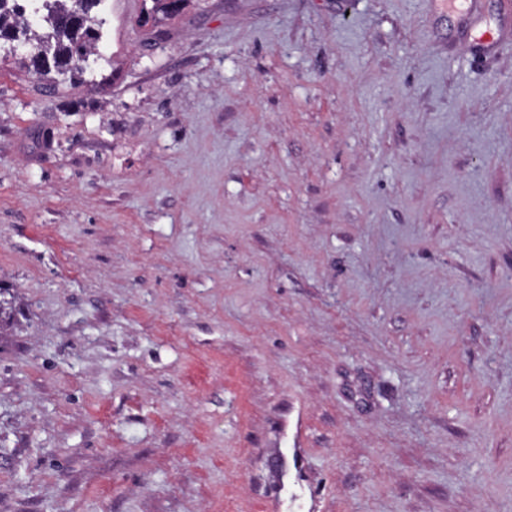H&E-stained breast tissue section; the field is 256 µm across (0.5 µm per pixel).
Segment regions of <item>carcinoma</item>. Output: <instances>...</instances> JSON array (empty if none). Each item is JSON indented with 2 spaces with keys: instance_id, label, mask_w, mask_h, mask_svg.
Instances as JSON below:
<instances>
[{
  "instance_id": "cac0c4a2",
  "label": "carcinoma",
  "mask_w": 512,
  "mask_h": 512,
  "mask_svg": "<svg viewBox=\"0 0 512 512\" xmlns=\"http://www.w3.org/2000/svg\"><path fill=\"white\" fill-rule=\"evenodd\" d=\"M41 8L35 9L45 23L42 32L31 30L25 18V9L18 0H0V35L13 40L24 38L34 41L37 54L32 59L36 74L47 78L53 72L67 71L80 77L88 68L89 57L95 55L96 43L101 39L104 20L91 14L98 0H39ZM147 20L157 21L156 15L172 16L179 13L185 0H152ZM79 9L85 21L74 25H62L59 18Z\"/></svg>"
}]
</instances>
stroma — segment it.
Masks as SVG:
<instances>
[{
  "label": "stroma",
  "instance_id": "obj_1",
  "mask_svg": "<svg viewBox=\"0 0 512 512\" xmlns=\"http://www.w3.org/2000/svg\"><path fill=\"white\" fill-rule=\"evenodd\" d=\"M145 9L0 45V512H512V13ZM18 1L24 0H0V35L14 41L20 37L28 42L34 40L37 54L32 59V67L40 77L49 78L53 71L57 74L70 71L73 76H82L88 68L89 57L97 56L95 46L101 39L104 20L91 15L90 11L93 4L101 0H38L41 8L35 9L34 13L45 11L39 18L45 23L40 33L31 30L24 6ZM69 1L71 6L67 4ZM76 9L85 15L83 23L70 26L59 23L62 15ZM43 58H51L54 66H43Z\"/></svg>",
  "mask_w": 512,
  "mask_h": 512
}]
</instances>
